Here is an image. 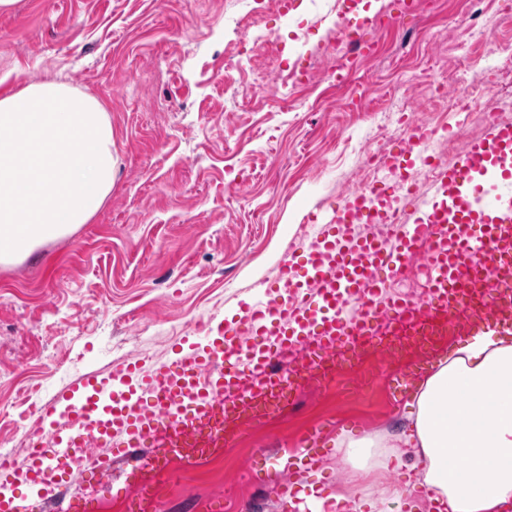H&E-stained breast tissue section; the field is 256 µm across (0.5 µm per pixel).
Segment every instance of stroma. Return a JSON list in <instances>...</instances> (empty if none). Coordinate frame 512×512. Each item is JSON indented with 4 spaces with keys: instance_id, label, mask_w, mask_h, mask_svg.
Returning <instances> with one entry per match:
<instances>
[{
    "instance_id": "obj_1",
    "label": "stroma",
    "mask_w": 512,
    "mask_h": 512,
    "mask_svg": "<svg viewBox=\"0 0 512 512\" xmlns=\"http://www.w3.org/2000/svg\"><path fill=\"white\" fill-rule=\"evenodd\" d=\"M403 26L379 30L374 58L352 81L323 80L329 25L305 0L288 13L252 19L246 45L264 72L224 71L225 25L243 0H17L0 11V89L61 77L99 100L112 123V192L96 215L28 256L0 266V448L23 458L30 415L91 373L127 359H175L183 336L232 319L260 287L273 285L289 253L314 238L309 213L329 215L362 179L397 186L393 172L363 167L365 142L392 148L409 122L434 129L457 157L482 137L488 116L449 111L448 76L458 59L494 83L512 119V14L481 0L467 34L470 0H432ZM284 51L275 55L269 36ZM309 70L307 86L280 96V69ZM397 364L368 353L353 370L309 383L276 420L254 422L203 469L166 480L154 512H283L273 480L256 482L261 456L279 455L315 425L386 434L401 424L387 398ZM296 486L346 492L328 448Z\"/></svg>"
}]
</instances>
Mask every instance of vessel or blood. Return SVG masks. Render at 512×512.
Returning a JSON list of instances; mask_svg holds the SVG:
<instances>
[{"instance_id":"vessel-or-blood-1","label":"vessel or blood","mask_w":512,"mask_h":512,"mask_svg":"<svg viewBox=\"0 0 512 512\" xmlns=\"http://www.w3.org/2000/svg\"><path fill=\"white\" fill-rule=\"evenodd\" d=\"M362 0H338L348 48L332 76L346 84L358 58L372 54V18ZM434 132L408 124L397 150L376 154L378 164L403 174L432 167V195L413 209L379 182L347 193L319 228L303 259L282 264L275 286L240 308L216 335L193 339L168 363L135 360L106 377L88 375L55 403L33 413L26 427L30 448L23 459L0 458V512H98L95 494L60 491L74 466L94 448L113 469L109 491L127 512H147L154 477L173 475L181 460L206 459L227 435L248 421L278 413L298 397L303 383L321 381L326 359L364 336H384L394 324L429 326L449 309L471 302L483 289L481 321L512 320V122L496 120L456 158L428 154ZM362 234H349L352 225ZM389 229L388 237L369 226ZM422 258L429 285L420 301L383 303L381 288L412 258ZM295 353L292 367L281 359ZM52 441H44L46 430ZM327 427L304 433L295 456L317 466ZM38 487L21 496L18 486Z\"/></svg>"}]
</instances>
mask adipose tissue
Wrapping results in <instances>:
<instances>
[{
	"mask_svg": "<svg viewBox=\"0 0 512 512\" xmlns=\"http://www.w3.org/2000/svg\"><path fill=\"white\" fill-rule=\"evenodd\" d=\"M112 125L59 79L0 94V262L88 223L112 191ZM404 429L340 440L348 512H403L415 488L438 512H512V329L440 358L405 404ZM407 469L409 483L379 473Z\"/></svg>",
	"mask_w": 512,
	"mask_h": 512,
	"instance_id": "ef3b65f1",
	"label": "adipose tissue"
}]
</instances>
